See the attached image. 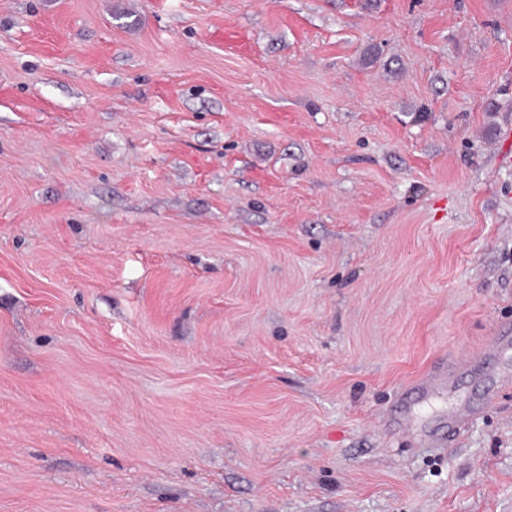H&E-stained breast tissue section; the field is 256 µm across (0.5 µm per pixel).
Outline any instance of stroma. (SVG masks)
Wrapping results in <instances>:
<instances>
[{
  "mask_svg": "<svg viewBox=\"0 0 512 512\" xmlns=\"http://www.w3.org/2000/svg\"><path fill=\"white\" fill-rule=\"evenodd\" d=\"M0 0V512H512V0ZM511 345L512 336H510L509 331L507 329L497 331L496 335L492 336L489 344L478 355L456 360L447 365L443 364L434 370H430L423 377L410 381L402 392L400 408L406 406L415 398H426L447 387H455L460 378L470 373L474 363L481 364L484 374L494 379L496 383L497 391L487 397L490 402L498 390L512 383V375L508 371L499 370L496 367L501 353L510 348ZM473 416L474 409L466 403H461L448 408V414L446 415L448 438L456 435L457 433H461ZM446 426H443L442 428H445Z\"/></svg>",
  "mask_w": 512,
  "mask_h": 512,
  "instance_id": "obj_1",
  "label": "stroma"
}]
</instances>
